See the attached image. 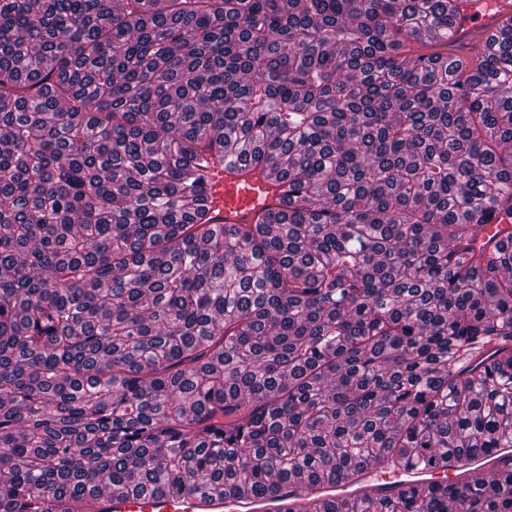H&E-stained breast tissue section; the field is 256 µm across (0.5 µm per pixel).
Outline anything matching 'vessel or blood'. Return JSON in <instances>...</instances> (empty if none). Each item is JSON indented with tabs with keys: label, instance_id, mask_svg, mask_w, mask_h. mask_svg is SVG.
<instances>
[{
	"label": "vessel or blood",
	"instance_id": "1",
	"mask_svg": "<svg viewBox=\"0 0 512 512\" xmlns=\"http://www.w3.org/2000/svg\"><path fill=\"white\" fill-rule=\"evenodd\" d=\"M217 202L212 215L220 224H246L251 222L262 208L277 207L278 201L272 193L270 183L262 177L241 178L236 174H225L216 187ZM469 457L450 460L443 472H428L414 468H401L391 475H384V482L407 479L409 484L427 481H448L456 472L471 465ZM104 512H270V504H256L255 500L242 498L226 501L220 497L201 499L186 495L178 499L160 496L113 495L102 504Z\"/></svg>",
	"mask_w": 512,
	"mask_h": 512
}]
</instances>
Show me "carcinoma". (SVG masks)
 <instances>
[{"instance_id":"1","label":"carcinoma","mask_w":512,"mask_h":512,"mask_svg":"<svg viewBox=\"0 0 512 512\" xmlns=\"http://www.w3.org/2000/svg\"><path fill=\"white\" fill-rule=\"evenodd\" d=\"M512 0H0V512H512ZM223 171L287 210L211 223ZM359 494L326 497L327 484ZM477 461V458L470 457H462L460 459L453 458L448 461V470L443 472H428L426 470H417L416 468H401L395 471L390 475L378 476L376 477V482L382 483H390L394 480H400L402 478L408 479L405 480L406 485H416V484H429L434 481H448L456 478L455 473L460 469L469 466ZM430 476V478H428ZM418 478V479H416ZM270 500H254L244 497L240 500L224 502L222 497L200 499L186 495L179 499L160 496H126L112 494L105 499L101 509L105 512H277ZM257 505H262L255 507ZM249 509L250 511L240 510Z\"/></svg>"}]
</instances>
